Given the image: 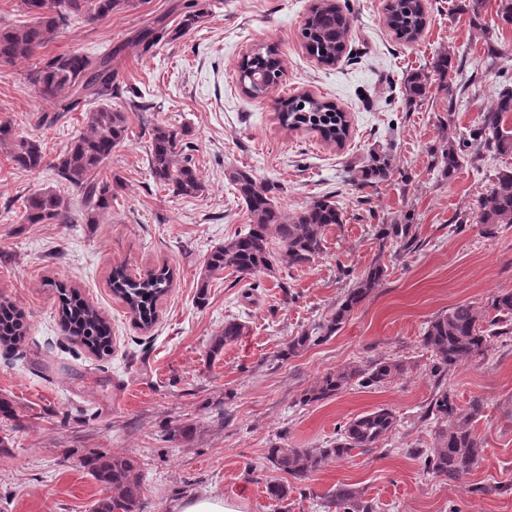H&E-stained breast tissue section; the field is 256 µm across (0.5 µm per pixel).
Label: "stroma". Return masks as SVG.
I'll return each mask as SVG.
<instances>
[{"label":"stroma","instance_id":"stroma-1","mask_svg":"<svg viewBox=\"0 0 512 512\" xmlns=\"http://www.w3.org/2000/svg\"><path fill=\"white\" fill-rule=\"evenodd\" d=\"M180 2L136 0L94 23L69 21L38 54L118 52L111 103L125 112L129 135L103 170L121 186L98 223H21L23 201L34 191H61L76 213L82 198L53 168L19 170L0 152V300L28 322L21 343L0 345V399L14 408L13 418L0 416V512H92L108 491L84 460L99 453L134 461L142 478L139 512H172L204 495L238 512H331V496L346 485L372 512H512V334L441 378L422 343L428 323L456 304L483 308L512 291V225L487 234L472 214L489 174L512 166V157L486 152L448 178L433 155L441 139L466 134L497 89L512 82V26L498 24V0H482L475 19L457 11L455 0H426L427 26L410 43L388 27L386 0H337L353 22L332 66L319 64L300 36L316 0H206V18L183 35ZM155 18L168 37L147 55L129 49L136 30ZM490 40L508 57L503 69L481 64ZM256 46L271 47L283 66L261 98L243 93L238 72ZM440 50L460 63L452 79L459 93L451 100L434 87L409 102L405 77ZM30 66L21 60L0 68V120L40 139L53 159L85 132L91 105L56 117L26 82ZM302 93L344 110L343 143L282 126L280 99ZM150 123L187 131L204 186L199 195L177 196L154 182ZM381 150L392 157L391 177L360 186L362 167ZM233 168L273 186L286 216L329 194L343 221L329 227L310 264L289 266L280 243L271 242L272 270L224 271L210 279L201 303L210 250L249 227L228 179ZM405 218L415 237L410 248L377 235L378 225ZM375 263L386 268L383 280L342 328L280 359L288 341L326 319ZM118 266L135 279L172 271L173 286L150 327L139 328L113 292ZM71 289L110 325V355L98 356L64 332L61 293ZM228 319L244 324V334L211 354ZM379 359L403 363L404 373L377 388L352 384L331 399L303 403L321 376ZM442 389L461 408L475 397L485 403L475 426L484 451L459 482L429 474L423 464L439 426L428 407ZM380 408L397 422L376 448L329 461L302 481L267 459L276 444L323 447L341 426ZM184 424L193 425V437L171 438ZM272 480L287 485V500L268 498Z\"/></svg>","mask_w":512,"mask_h":512}]
</instances>
